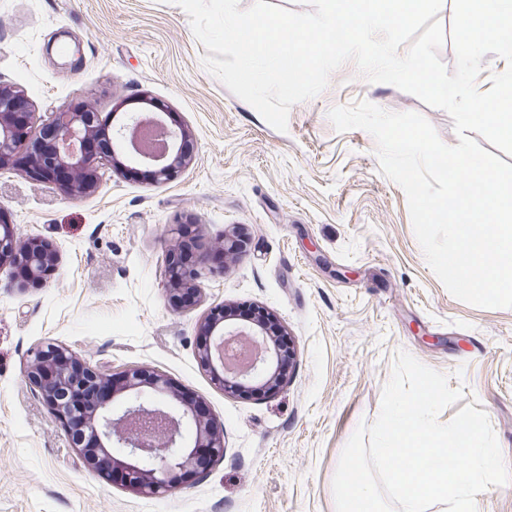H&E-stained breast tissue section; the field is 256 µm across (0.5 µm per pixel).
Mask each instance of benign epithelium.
<instances>
[{
  "label": "benign epithelium",
  "mask_w": 512,
  "mask_h": 512,
  "mask_svg": "<svg viewBox=\"0 0 512 512\" xmlns=\"http://www.w3.org/2000/svg\"><path fill=\"white\" fill-rule=\"evenodd\" d=\"M97 119L91 104L83 112L61 109L39 116L25 94L0 84V169L10 166L14 154L24 152L31 181L52 184L70 195L98 191L104 153L94 154L89 148ZM150 121L162 128L161 147L146 152L127 143L124 151L133 162L151 168L154 181L160 184L185 163L188 133L170 129L159 117ZM204 261L202 255L179 270L167 268L171 291L189 288L198 293ZM57 263L58 249L51 241L39 237L20 241L13 223L0 211V268L8 266L25 280L41 283ZM256 310L259 319L249 325L223 327L214 313L200 324V330L217 338L198 348V361L226 393L244 388L271 393L288 383L290 371L281 366L280 349L268 327L272 316L262 306ZM24 377L39 389L91 470L110 479L112 467H120L130 473L126 485L143 494L175 488L172 475L190 466L200 448L212 449V460L224 454V434L216 422L183 404L175 405L179 397L162 374L131 367L120 377L125 385L118 390L114 378L69 349L49 343L33 352ZM103 381L110 385L107 396L76 421L69 394ZM124 393L126 404L116 414L112 397Z\"/></svg>",
  "instance_id": "benign-epithelium-1"
}]
</instances>
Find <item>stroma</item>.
<instances>
[{"instance_id": "35a3bbf8", "label": "stroma", "mask_w": 512, "mask_h": 512, "mask_svg": "<svg viewBox=\"0 0 512 512\" xmlns=\"http://www.w3.org/2000/svg\"><path fill=\"white\" fill-rule=\"evenodd\" d=\"M205 54L170 0H0V82L36 112L86 101L108 125L162 111L193 137L191 164L169 181L110 172L84 197L0 169V208L18 236L59 250L37 286L0 269V512H336L342 451L377 419L402 350L485 411L512 458V308L447 291L375 138L337 132L328 117L366 100L421 114L452 146L450 115L349 61L291 107L281 132L204 67ZM188 214L199 240L238 236L247 250L181 308L166 269ZM239 303L271 309L295 343L293 376L275 394H224L198 363L201 318ZM48 342L106 374H165L223 426V457L159 496L90 470L23 377L29 352Z\"/></svg>"}]
</instances>
